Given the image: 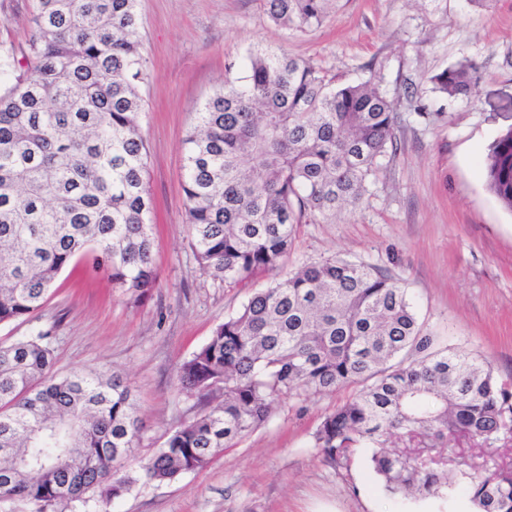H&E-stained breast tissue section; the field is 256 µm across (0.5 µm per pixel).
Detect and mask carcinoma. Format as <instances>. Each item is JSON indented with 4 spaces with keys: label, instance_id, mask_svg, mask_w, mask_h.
Listing matches in <instances>:
<instances>
[{
    "label": "carcinoma",
    "instance_id": "carcinoma-1",
    "mask_svg": "<svg viewBox=\"0 0 512 512\" xmlns=\"http://www.w3.org/2000/svg\"><path fill=\"white\" fill-rule=\"evenodd\" d=\"M138 0H34L26 64L0 54V324L37 311L79 255L129 299L157 281L140 128L146 80ZM329 0H266L271 20L322 25ZM461 60L432 90L467 97ZM392 103L372 80L336 84L257 48L244 76L210 95L184 139L185 223L202 272L235 288L282 268L301 224L363 207L393 148ZM487 189L512 211V129L489 146ZM45 336L0 342V506L55 512L108 504L136 479L142 438L120 375L58 377ZM202 410L141 465L148 481L204 469L264 425L284 397L355 385L313 447L339 468L359 448L386 490L438 499L461 487L478 512H512V467L448 469L458 436L512 437V384L465 350H439L404 288L362 262L328 258L255 291L178 372Z\"/></svg>",
    "mask_w": 512,
    "mask_h": 512
}]
</instances>
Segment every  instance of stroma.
Returning <instances> with one entry per match:
<instances>
[{
    "label": "stroma",
    "mask_w": 512,
    "mask_h": 512,
    "mask_svg": "<svg viewBox=\"0 0 512 512\" xmlns=\"http://www.w3.org/2000/svg\"><path fill=\"white\" fill-rule=\"evenodd\" d=\"M32 7L0 0V51L23 57ZM138 15L157 285L136 305L77 260L40 310L0 325L2 340L46 335L57 374L122 375L139 405L145 432L124 464L136 479L131 490L58 512H474L460 490L445 499L387 493L367 449L346 471L317 453L313 434L354 396L351 385L282 398L268 422L201 471L164 482L139 474L167 433L197 412L178 382L181 363L256 289L334 256L398 280L437 347L476 353L512 381V211L487 190L480 167L512 128V0H339L305 32L275 25L264 0H138ZM258 47L340 83L375 78L397 113L396 150L368 204L332 224L299 225L279 273L227 288L203 274L190 247L183 140L198 108L225 79L242 76ZM464 58L479 67L472 96L451 102L433 92L430 77Z\"/></svg>",
    "instance_id": "obj_1"
}]
</instances>
